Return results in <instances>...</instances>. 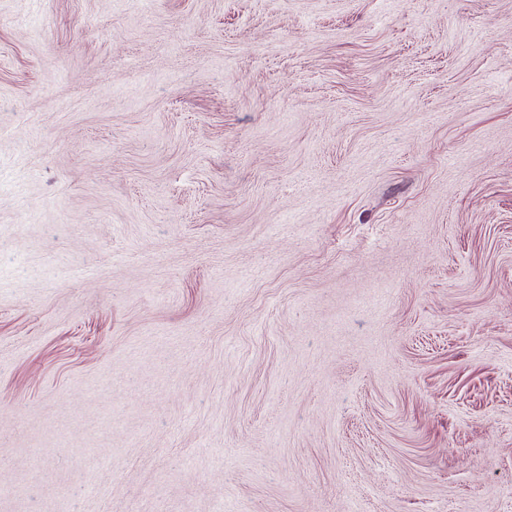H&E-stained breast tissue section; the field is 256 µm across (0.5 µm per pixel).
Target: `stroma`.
Instances as JSON below:
<instances>
[{
    "mask_svg": "<svg viewBox=\"0 0 512 512\" xmlns=\"http://www.w3.org/2000/svg\"><path fill=\"white\" fill-rule=\"evenodd\" d=\"M219 506L512 512V0H0V512Z\"/></svg>",
    "mask_w": 512,
    "mask_h": 512,
    "instance_id": "1",
    "label": "stroma"
}]
</instances>
